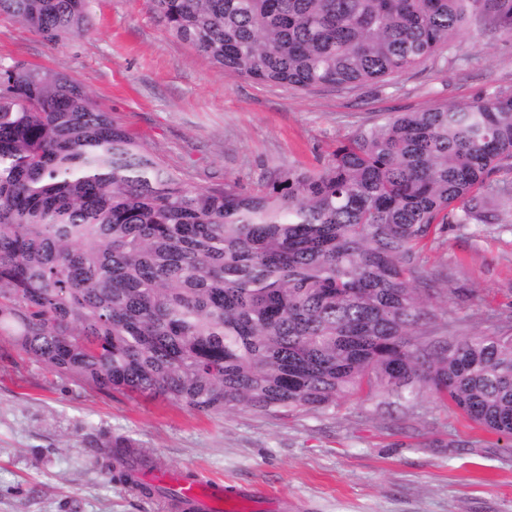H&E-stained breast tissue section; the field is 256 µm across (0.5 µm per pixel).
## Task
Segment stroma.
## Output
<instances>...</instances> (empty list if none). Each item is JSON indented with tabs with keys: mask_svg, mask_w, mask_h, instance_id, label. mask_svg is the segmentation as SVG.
I'll return each mask as SVG.
<instances>
[{
	"mask_svg": "<svg viewBox=\"0 0 512 512\" xmlns=\"http://www.w3.org/2000/svg\"><path fill=\"white\" fill-rule=\"evenodd\" d=\"M83 34L53 44L0 15V60L80 81L187 186L312 168L392 112L466 103L512 87V40L473 19L457 67L426 65L376 91L294 92L224 72L176 39L146 0H91ZM497 224H450L415 262L447 296L425 305L449 337L512 334V201ZM106 436L166 468L246 484L287 512H512V448L423 392L410 404L361 390L335 410L199 413L166 400L82 389L0 342V512H163L95 462Z\"/></svg>",
	"mask_w": 512,
	"mask_h": 512,
	"instance_id": "obj_1",
	"label": "stroma"
}]
</instances>
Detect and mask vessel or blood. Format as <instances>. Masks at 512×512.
<instances>
[{"label":"vessel or blood","instance_id":"obj_1","mask_svg":"<svg viewBox=\"0 0 512 512\" xmlns=\"http://www.w3.org/2000/svg\"><path fill=\"white\" fill-rule=\"evenodd\" d=\"M144 478L155 484L175 485L193 512H253L259 492L248 485L216 481H185L175 474L145 472Z\"/></svg>","mask_w":512,"mask_h":512}]
</instances>
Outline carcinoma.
Wrapping results in <instances>:
<instances>
[{
	"mask_svg": "<svg viewBox=\"0 0 512 512\" xmlns=\"http://www.w3.org/2000/svg\"><path fill=\"white\" fill-rule=\"evenodd\" d=\"M224 72L303 91L392 87L464 60L480 14L512 39V0H149ZM90 0H0L51 43ZM512 90L393 113L253 193L190 188L78 81L0 62V338L86 389L211 413L329 411L367 385L452 402L512 447V335L428 339L437 292L414 247L485 224L512 186ZM97 462L145 498L157 464L124 438Z\"/></svg>",
	"mask_w": 512,
	"mask_h": 512,
	"instance_id": "carcinoma-1",
	"label": "carcinoma"
}]
</instances>
